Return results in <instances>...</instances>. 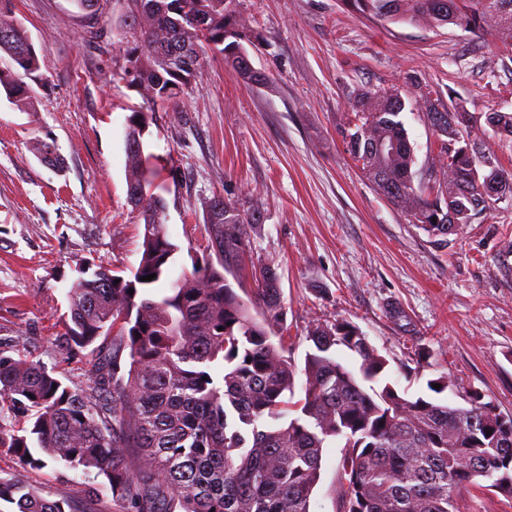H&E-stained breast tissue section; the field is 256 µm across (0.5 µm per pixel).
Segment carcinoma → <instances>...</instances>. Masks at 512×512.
<instances>
[{
	"mask_svg": "<svg viewBox=\"0 0 512 512\" xmlns=\"http://www.w3.org/2000/svg\"><path fill=\"white\" fill-rule=\"evenodd\" d=\"M115 34L123 76L143 109L125 129L127 202L143 221L142 252L133 278L100 264L67 292L65 337L91 348L95 370L85 385L62 383L25 354L0 351V403L28 412L30 426L0 425V448L24 468L52 459L105 480L127 512H310L323 450L342 445L336 495L340 512H457L469 486L512 496V417L476 400L461 407L375 384L388 362L345 319L307 326L301 391L284 337L281 275L264 265L254 275L260 312L234 291L227 275L240 268L259 206L244 211L222 196L205 205L216 262L172 272L178 246L168 237L163 198L149 192L155 172L142 138L148 114L176 111L196 80L206 50L249 87L267 84L242 41L245 20L229 0H122ZM374 17L443 27L463 20L491 29L512 48V0H353ZM0 88L15 102L32 93L25 79L40 69L35 46L0 0ZM418 86L412 105L436 134L433 162L414 169L415 154L400 118L405 100L386 90L360 89L354 116L341 130L366 179L429 235L446 237L501 201L512 179L492 195L487 178L502 172L479 117L460 103L443 104ZM495 135L512 143V113H496ZM40 161L63 159L39 141ZM154 275L151 281L142 277ZM343 346L359 359L354 371L336 359ZM492 431L486 435V431ZM17 512H74L13 478L0 477V502Z\"/></svg>",
	"mask_w": 512,
	"mask_h": 512,
	"instance_id": "cac0c4a2",
	"label": "carcinoma"
}]
</instances>
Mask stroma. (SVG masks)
Wrapping results in <instances>:
<instances>
[{
  "label": "stroma",
  "mask_w": 512,
  "mask_h": 512,
  "mask_svg": "<svg viewBox=\"0 0 512 512\" xmlns=\"http://www.w3.org/2000/svg\"><path fill=\"white\" fill-rule=\"evenodd\" d=\"M41 69L22 104L0 92V350L23 352L65 384L85 381L94 355L64 337L67 291L97 262L130 275L143 226L126 201L124 131L142 99L119 80L112 28L118 0L87 14L73 0H13ZM250 28L254 68L245 86L207 54L198 90L179 113L156 111L144 153L179 247L175 269L208 258L204 206L215 196L259 205L265 223L246 246L281 275L288 346L303 365L316 319L351 321L388 361L399 392L475 399L512 416V200L458 234L430 236L363 176L340 130L361 88L437 86L472 112H512V50L454 25L386 22L350 0H232ZM55 142L62 170L36 141ZM338 444L324 450L310 512H339ZM0 476L63 499L76 512H119L99 479L48 462L23 468L0 448Z\"/></svg>",
  "instance_id": "stroma-1"
}]
</instances>
